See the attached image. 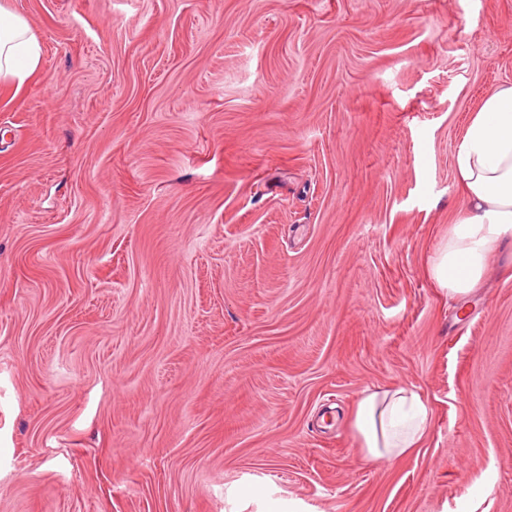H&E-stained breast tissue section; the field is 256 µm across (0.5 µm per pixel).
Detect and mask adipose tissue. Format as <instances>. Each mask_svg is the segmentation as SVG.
I'll use <instances>...</instances> for the list:
<instances>
[{
    "label": "adipose tissue",
    "instance_id": "ef3b65f1",
    "mask_svg": "<svg viewBox=\"0 0 512 512\" xmlns=\"http://www.w3.org/2000/svg\"><path fill=\"white\" fill-rule=\"evenodd\" d=\"M41 56L29 21L0 4V84L25 85L38 73ZM455 170L463 210L428 270L452 300L479 286L496 252L512 250V82L483 98L456 149ZM350 426L365 460L394 461L424 442L432 410L414 388L369 387Z\"/></svg>",
    "mask_w": 512,
    "mask_h": 512
}]
</instances>
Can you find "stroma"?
Listing matches in <instances>:
<instances>
[{
    "mask_svg": "<svg viewBox=\"0 0 512 512\" xmlns=\"http://www.w3.org/2000/svg\"><path fill=\"white\" fill-rule=\"evenodd\" d=\"M0 512H512V254L428 276L512 0H5ZM426 396L368 463L370 386ZM42 48L30 22L0 4V84L17 90L39 71ZM350 426L366 461H394L424 442L431 430L432 410L415 388L367 387Z\"/></svg>",
    "mask_w": 512,
    "mask_h": 512,
    "instance_id": "stroma-1",
    "label": "stroma"
}]
</instances>
